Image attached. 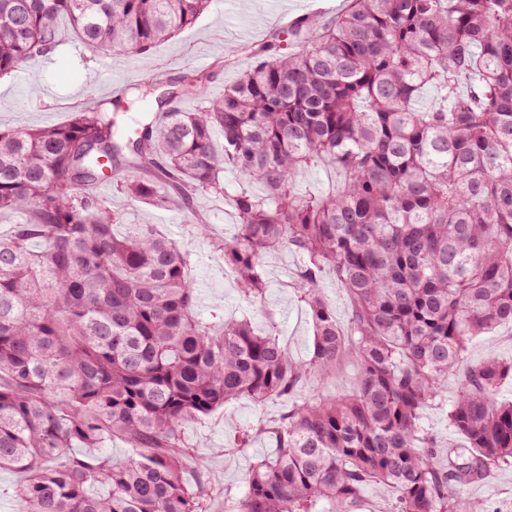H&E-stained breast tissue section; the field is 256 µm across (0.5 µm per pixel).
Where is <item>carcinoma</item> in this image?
Returning a JSON list of instances; mask_svg holds the SVG:
<instances>
[{
  "mask_svg": "<svg viewBox=\"0 0 512 512\" xmlns=\"http://www.w3.org/2000/svg\"><path fill=\"white\" fill-rule=\"evenodd\" d=\"M210 2L0 0V75L54 49L62 16L90 49L147 56ZM248 52L221 98L205 97L206 76L139 95L148 118L131 130L98 107L0 129V215H31L0 234V469L23 474L20 512H207L203 476L183 478L182 421L240 399L282 412L228 440H274L236 512H351L369 483L393 489L391 512H486L461 491L512 465L499 399L512 361L464 353L512 322V0H348ZM192 96L195 112L153 109ZM321 166L339 183L297 192L298 172ZM107 176L155 208L223 198L236 227L224 266L253 306L265 256L294 251L307 358L272 323L201 320L189 252L123 223L92 193ZM327 273L349 298L344 325ZM348 359L353 390H306ZM450 377L454 444L421 421ZM117 438L126 459L72 453Z\"/></svg>",
  "mask_w": 512,
  "mask_h": 512,
  "instance_id": "1",
  "label": "carcinoma"
}]
</instances>
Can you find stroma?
I'll use <instances>...</instances> for the list:
<instances>
[{
    "mask_svg": "<svg viewBox=\"0 0 512 512\" xmlns=\"http://www.w3.org/2000/svg\"><path fill=\"white\" fill-rule=\"evenodd\" d=\"M346 0H213L190 27L160 44L147 58L98 53L84 48L68 23L60 25V44L53 54L34 59L22 70L0 77V128H36L65 123L76 109L132 99L135 85L162 77L175 85L183 76L207 72L212 76L208 93L223 95L225 85L250 67L248 48L264 43L273 29L286 26L306 14L322 16L345 9ZM118 83L107 93L108 82ZM97 197L110 209L124 214L127 223L158 225L191 251V279L198 293V313L211 322L230 314L252 311L256 321L271 317L289 354L306 358L312 346V320L297 297L294 283L298 259L288 249L271 252L265 259L268 289L262 306L250 309L241 300L234 277L224 267L218 249L233 218L224 203L210 195L200 196L195 213L161 210L129 201L113 187L95 188ZM209 227L208 235L197 233L198 225ZM280 401L269 400L256 409L242 399L210 415L186 420L184 442L193 455L185 462L184 476L193 479L204 472L208 482V512H235L246 491V475L261 455L272 452L270 436L255 437L248 448L229 451L225 441L236 428L258 416L277 418ZM467 495L487 512H512V467L496 469L484 483L467 487Z\"/></svg>",
    "mask_w": 512,
    "mask_h": 512,
    "instance_id": "1",
    "label": "stroma"
}]
</instances>
